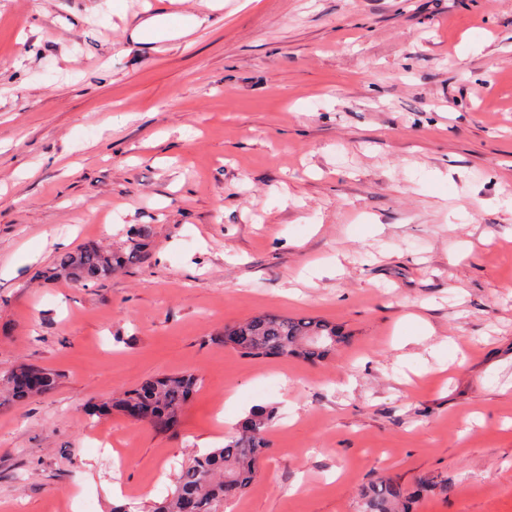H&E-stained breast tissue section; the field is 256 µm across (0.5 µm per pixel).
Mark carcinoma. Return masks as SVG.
<instances>
[{
    "mask_svg": "<svg viewBox=\"0 0 512 512\" xmlns=\"http://www.w3.org/2000/svg\"><path fill=\"white\" fill-rule=\"evenodd\" d=\"M151 238V226L143 224L117 247L83 244L59 256L52 265L40 270L38 277L52 281L65 276L83 286L105 281L116 271L145 262L150 255ZM345 339L340 326L315 317L267 313L224 326V345L259 360L300 358L321 362ZM28 370V366L17 367L3 383L7 395L15 402L33 396L22 379ZM197 382L192 374H165L124 391L112 403L100 407V411L112 409L124 414L139 409L154 432L174 434ZM274 418L271 409L252 412L241 423L238 434L227 436L223 447L184 464L174 489L162 500L144 505L142 512H183V503L188 498L196 502L198 512H224V504L242 495L257 476L258 463L270 448L267 431ZM414 494L404 484L381 481L363 492L360 512H409L406 505Z\"/></svg>",
    "mask_w": 512,
    "mask_h": 512,
    "instance_id": "obj_1",
    "label": "carcinoma"
}]
</instances>
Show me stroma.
<instances>
[{"instance_id": "35a3bbf8", "label": "stroma", "mask_w": 512, "mask_h": 512, "mask_svg": "<svg viewBox=\"0 0 512 512\" xmlns=\"http://www.w3.org/2000/svg\"><path fill=\"white\" fill-rule=\"evenodd\" d=\"M167 8L0 0V377L59 376L0 403V512L148 504L260 406L226 512L421 476L449 489L414 512H512V0H224L133 39ZM143 224L148 260L103 283L35 276ZM264 312L350 338L316 365L224 346ZM185 371L176 435L89 413ZM28 370H34L42 374V388L38 393H33L28 384L22 379L23 374ZM57 380L58 375L55 373L23 365L17 367L10 373L5 383H3V388L12 401L23 402L33 395L46 393L52 390L55 387Z\"/></svg>"}]
</instances>
